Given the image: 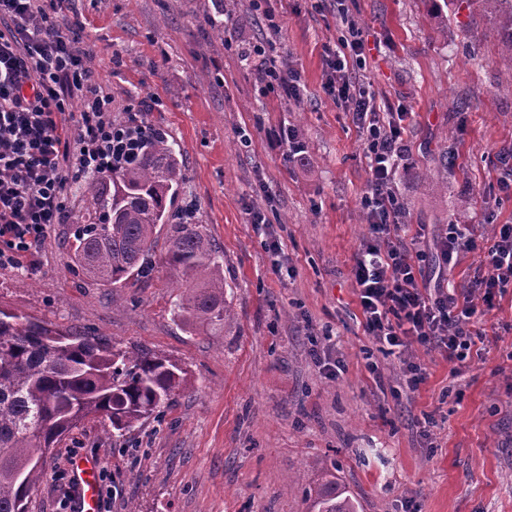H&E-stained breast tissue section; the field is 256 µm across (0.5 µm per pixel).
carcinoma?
Segmentation results:
<instances>
[{
	"mask_svg": "<svg viewBox=\"0 0 512 512\" xmlns=\"http://www.w3.org/2000/svg\"><path fill=\"white\" fill-rule=\"evenodd\" d=\"M490 17L511 54L512 0H458ZM168 137L151 129L133 163L83 182L85 206L71 224L76 272L108 288L148 273L159 227L171 228L166 262L196 283L174 304L189 324L221 326L232 317L221 256L200 224H172L170 206L183 179ZM186 382L175 362L149 352L133 356L97 337H82L22 313L0 309V512H27L44 476L36 454L89 415L118 432L166 404ZM309 488L314 512H357L356 501L327 466Z\"/></svg>",
	"mask_w": 512,
	"mask_h": 512,
	"instance_id": "1",
	"label": "carcinoma"
}]
</instances>
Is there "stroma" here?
Here are the masks:
<instances>
[{
	"label": "stroma",
	"instance_id": "35a3bbf8",
	"mask_svg": "<svg viewBox=\"0 0 512 512\" xmlns=\"http://www.w3.org/2000/svg\"><path fill=\"white\" fill-rule=\"evenodd\" d=\"M219 9L220 37L206 23ZM268 11L282 18L281 35L267 28ZM67 18L94 49L113 119L139 113L180 153L171 210L194 206L222 257L233 316L210 330L174 314L186 282L165 262L166 226L151 272L124 288L70 270L66 224L51 227L34 259L0 269L1 308L129 353L151 350L187 378L123 436L98 415L63 436L42 460L28 512H58L55 476L80 457L111 477L109 512H310L305 489L324 464L361 512H512V288L483 311L485 339L465 362L412 350L427 379L398 395L402 363L365 335L351 272L367 233L364 140L322 89L325 45L356 23L357 74L382 110L406 115L391 186L402 236L424 254L428 285L467 287L482 275L477 250L448 270L435 261L446 224L465 216L479 247L494 225L512 224L500 166L512 148V80L487 15L447 0H264L258 11L252 0H72ZM262 54L300 71V99L265 88ZM291 130L306 146L293 160L269 141ZM443 155L439 188L407 176ZM253 210L264 224L251 223ZM317 352L342 371L326 374Z\"/></svg>",
	"mask_w": 512,
	"mask_h": 512
}]
</instances>
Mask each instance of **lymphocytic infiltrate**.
<instances>
[{"instance_id": "f902f5d3", "label": "lymphocytic infiltrate", "mask_w": 512, "mask_h": 512, "mask_svg": "<svg viewBox=\"0 0 512 512\" xmlns=\"http://www.w3.org/2000/svg\"><path fill=\"white\" fill-rule=\"evenodd\" d=\"M70 2L0 0V269L34 255L50 226L69 220L72 185L129 163L144 132L138 113L113 119L111 97L91 79L93 48L75 47L63 21ZM349 35L328 50L323 89L351 112L367 144L368 229L352 265L361 325L389 353L406 358L417 345L465 361L479 336L480 307H493L512 285V225H501L483 248L466 225H447L437 243L440 266L454 267L462 252L478 249L484 274L460 292L425 286L391 191L405 149L402 118L381 117L374 96L352 76L348 57L363 43L358 29ZM425 380L424 365L406 358L408 392Z\"/></svg>"}]
</instances>
